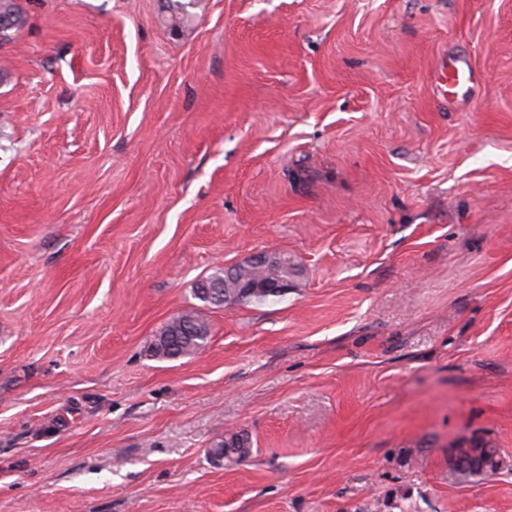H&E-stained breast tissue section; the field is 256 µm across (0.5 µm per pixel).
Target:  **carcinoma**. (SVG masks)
Listing matches in <instances>:
<instances>
[{
	"mask_svg": "<svg viewBox=\"0 0 512 512\" xmlns=\"http://www.w3.org/2000/svg\"><path fill=\"white\" fill-rule=\"evenodd\" d=\"M7 18L10 26L0 29V47L13 42V36L23 25L24 17L15 0H0V20ZM294 264L286 260L279 265L267 266L251 272V275L262 278H291L295 276ZM238 294L236 288H226L222 296L209 297L194 288V296L202 306L219 309L224 307L226 298ZM210 337V325L197 310H185L172 317L161 327L151 346V356L158 359H177L191 356L204 348ZM251 449L249 436L241 431L225 434L224 440L209 450V457L216 459L223 457L226 463H238L245 459Z\"/></svg>",
	"mask_w": 512,
	"mask_h": 512,
	"instance_id": "cac0c4a2",
	"label": "carcinoma"
}]
</instances>
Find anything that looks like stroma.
I'll list each match as a JSON object with an SVG mask.
<instances>
[{"label":"stroma","instance_id":"obj_1","mask_svg":"<svg viewBox=\"0 0 512 512\" xmlns=\"http://www.w3.org/2000/svg\"><path fill=\"white\" fill-rule=\"evenodd\" d=\"M17 2L0 512H512V0ZM263 249L286 295L150 356ZM486 441L501 468L455 481ZM438 75V83L442 86L441 98L452 103V97L458 98L459 92L472 83V73L469 64L463 59H450ZM210 325L197 310H185L161 327L151 346V356L177 359L194 355L210 337ZM223 445L222 447H220ZM226 445L228 446L226 448ZM251 449L249 436L245 432L236 431L225 434L224 440L218 442L214 448H210L209 457L221 459L226 463H238L245 459ZM222 456L218 457V456Z\"/></svg>","mask_w":512,"mask_h":512}]
</instances>
